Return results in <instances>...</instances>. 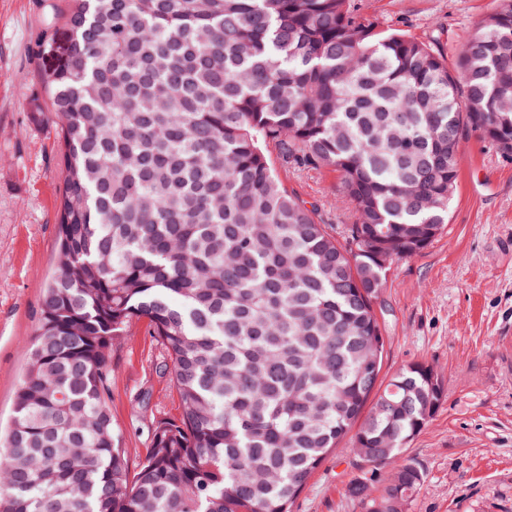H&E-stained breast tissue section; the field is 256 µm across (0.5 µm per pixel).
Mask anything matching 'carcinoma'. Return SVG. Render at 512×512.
<instances>
[{
  "label": "carcinoma",
  "instance_id": "1",
  "mask_svg": "<svg viewBox=\"0 0 512 512\" xmlns=\"http://www.w3.org/2000/svg\"><path fill=\"white\" fill-rule=\"evenodd\" d=\"M42 87L60 145L56 270L0 442V512H293L350 444L364 512H406L444 387L381 377L392 264L448 223L461 140L512 154V0L437 46L359 0H62ZM326 168L345 243L279 177ZM147 324L178 414L135 469L112 344ZM398 462L380 484L379 467Z\"/></svg>",
  "mask_w": 512,
  "mask_h": 512
}]
</instances>
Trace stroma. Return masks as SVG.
Returning a JSON list of instances; mask_svg holds the SVG:
<instances>
[{
  "instance_id": "stroma-1",
  "label": "stroma",
  "mask_w": 512,
  "mask_h": 512,
  "mask_svg": "<svg viewBox=\"0 0 512 512\" xmlns=\"http://www.w3.org/2000/svg\"><path fill=\"white\" fill-rule=\"evenodd\" d=\"M60 0H0V425L27 362L44 287L55 270L59 147L47 114L36 41ZM370 15L456 56L497 0H360ZM449 222L420 254L392 264L377 304L382 378L413 362L433 366L444 399L407 455L426 473L408 512H512V156L478 134L461 143ZM301 199L321 205L337 238L352 222L325 169L281 171ZM163 352L145 324L112 348L111 408L130 465L148 446L153 412L176 415L160 375ZM361 469L339 448L325 458L294 512H363L346 488Z\"/></svg>"
}]
</instances>
